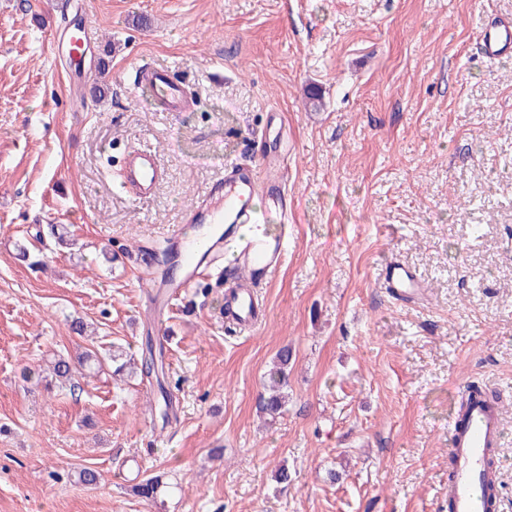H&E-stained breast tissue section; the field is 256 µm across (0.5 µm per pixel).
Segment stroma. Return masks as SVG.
Segmentation results:
<instances>
[{
  "instance_id": "35a3bbf8",
  "label": "stroma",
  "mask_w": 512,
  "mask_h": 512,
  "mask_svg": "<svg viewBox=\"0 0 512 512\" xmlns=\"http://www.w3.org/2000/svg\"><path fill=\"white\" fill-rule=\"evenodd\" d=\"M56 2L0 0V512H448L449 430L472 385L502 408L512 512V53L476 44L512 0H78L79 82ZM140 61L197 108L134 86ZM272 114L294 207L270 216L290 235L261 323L227 327L218 274L158 308L144 270L167 272L170 228ZM134 147L164 170L147 199L119 186ZM392 260L423 301L382 287ZM148 337L162 379L49 374L56 356L138 354ZM285 346L288 405L269 421L258 399ZM162 386L166 426L150 408ZM158 474L174 491L132 493Z\"/></svg>"
}]
</instances>
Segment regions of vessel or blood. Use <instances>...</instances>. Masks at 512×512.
<instances>
[{"label":"vessel or blood","instance_id":"1","mask_svg":"<svg viewBox=\"0 0 512 512\" xmlns=\"http://www.w3.org/2000/svg\"><path fill=\"white\" fill-rule=\"evenodd\" d=\"M478 41L485 57L510 52L512 25L488 21L480 31ZM135 82L156 92L170 111L184 112L194 106V100L183 84L150 64L136 68ZM284 173V161L278 155H263L250 162L230 164L224 171L223 183L213 186L200 197L193 210L201 223L223 225V236L189 239L179 229L172 230L169 235L171 246L178 250L181 266L192 279L201 275L203 267L219 266L225 247L235 250L237 263L227 269L226 275L239 287L237 323L243 328L257 322L254 290L264 279L275 274L288 247L284 230L252 225L247 202L263 194L278 210L284 212L291 208ZM163 176L156 153L135 148L125 160L122 186L145 198L153 194ZM382 282L403 302L425 295V286L416 272L402 264L385 266ZM501 435L502 419L498 409L484 396L473 397L456 421L451 437L448 504L452 512H496L497 489L491 481L498 472L495 450Z\"/></svg>","mask_w":512,"mask_h":512}]
</instances>
